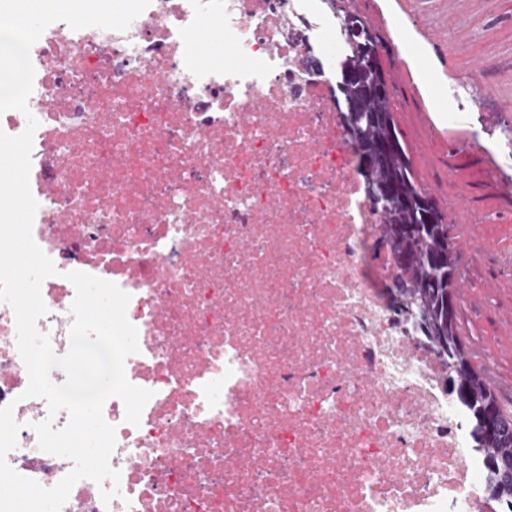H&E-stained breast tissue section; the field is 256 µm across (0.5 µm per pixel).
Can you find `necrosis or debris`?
Segmentation results:
<instances>
[{
	"label": "necrosis or debris",
	"instance_id": "4bbe7bcc",
	"mask_svg": "<svg viewBox=\"0 0 512 512\" xmlns=\"http://www.w3.org/2000/svg\"><path fill=\"white\" fill-rule=\"evenodd\" d=\"M223 68L199 59L205 23ZM337 24L322 0H150L125 31L51 23L30 48L32 238L57 273L37 327L65 355L80 271L128 294L150 390L139 424L116 397L118 494L74 484L61 512H498L449 398L448 370L384 289L395 259L360 188L327 74ZM16 319L0 302L7 456L56 486L73 468L42 450L50 414L26 396Z\"/></svg>",
	"mask_w": 512,
	"mask_h": 512
}]
</instances>
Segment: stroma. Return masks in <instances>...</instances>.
Masks as SVG:
<instances>
[{
    "instance_id": "obj_1",
    "label": "stroma",
    "mask_w": 512,
    "mask_h": 512,
    "mask_svg": "<svg viewBox=\"0 0 512 512\" xmlns=\"http://www.w3.org/2000/svg\"><path fill=\"white\" fill-rule=\"evenodd\" d=\"M380 40L391 77L394 116L413 152L415 175L438 202L451 234L474 228L478 258L459 251L471 296L463 332L481 344L502 372L512 373V275L500 273L512 244V167L491 175V150L466 140L512 135V0H351ZM458 87L469 114L444 121L448 90Z\"/></svg>"
}]
</instances>
